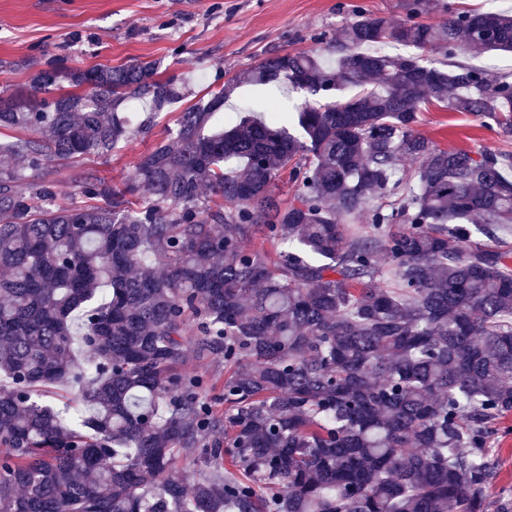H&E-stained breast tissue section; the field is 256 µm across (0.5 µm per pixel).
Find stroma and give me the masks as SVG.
<instances>
[{
	"mask_svg": "<svg viewBox=\"0 0 512 512\" xmlns=\"http://www.w3.org/2000/svg\"><path fill=\"white\" fill-rule=\"evenodd\" d=\"M357 6L393 21L404 16L401 0H0V88L27 86L33 72L57 59L83 69L139 59L156 62L165 77L199 71L225 82L270 53L340 40ZM303 96L300 90L285 94L271 85L243 84L227 109L276 100L289 111ZM182 108L171 105L149 133L109 158L49 162L45 173L58 185L59 203L79 200L77 179L86 171L122 186L134 158L161 139ZM417 129L443 148L512 151V141L479 119L437 102L425 106Z\"/></svg>",
	"mask_w": 512,
	"mask_h": 512,
	"instance_id": "1",
	"label": "stroma"
}]
</instances>
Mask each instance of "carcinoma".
I'll list each match as a JSON object with an SVG mask.
<instances>
[{
    "label": "carcinoma",
    "mask_w": 512,
    "mask_h": 512,
    "mask_svg": "<svg viewBox=\"0 0 512 512\" xmlns=\"http://www.w3.org/2000/svg\"><path fill=\"white\" fill-rule=\"evenodd\" d=\"M404 9L210 83L123 186L84 174L80 203L48 162L111 155L195 76L55 61L0 90V512H512L488 446L512 413V253L467 228L512 229V152L417 131L435 100L512 139V77L458 60L512 53V15ZM269 82L315 100L209 130ZM190 344L224 360L221 414L216 380L181 370Z\"/></svg>",
    "instance_id": "1"
}]
</instances>
